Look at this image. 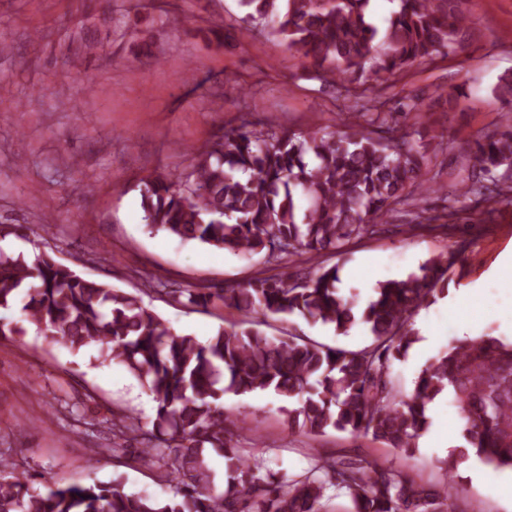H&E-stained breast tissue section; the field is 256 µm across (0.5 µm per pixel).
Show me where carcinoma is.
I'll return each mask as SVG.
<instances>
[{
  "instance_id": "obj_1",
  "label": "carcinoma",
  "mask_w": 512,
  "mask_h": 512,
  "mask_svg": "<svg viewBox=\"0 0 512 512\" xmlns=\"http://www.w3.org/2000/svg\"><path fill=\"white\" fill-rule=\"evenodd\" d=\"M453 0H401L384 33L370 23V0H240L245 29L261 28L328 82L366 92L383 74L399 76L416 61L452 48L465 18ZM365 122H360V118ZM467 176L456 189L476 204L512 203V123L468 150ZM428 144L387 116L362 105L340 131L295 133L277 127L230 128L192 152L188 169L144 182L146 228L241 256L280 263L302 254L340 250L376 235L397 205L428 187ZM32 253L0 247V311L22 304L39 333L121 364L157 404L152 428L112 419L113 453L140 441L137 458L166 466L172 495L155 499L105 483L34 487L0 461V512H327L328 489L344 491L352 512H451L448 485L427 488L403 470L320 456L291 479L276 478L263 457L244 455L227 437L234 424L224 396L271 393L288 401V431L328 428L370 436L408 454L429 424L430 405L448 397L464 420L459 453L443 461L453 478L474 456L495 471L512 470V342L494 336L459 339L431 361L408 395L390 365L417 341L412 315L447 290L457 248L428 259L419 272L378 284L365 306L343 296L338 266L172 289L186 304L235 308L249 319L221 326L204 342L175 333L141 297L78 275L44 250L22 225H3ZM272 316H297L344 336L364 325L372 341L359 350L301 336L273 340L260 326ZM209 450L224 456V491L214 490Z\"/></svg>"
}]
</instances>
